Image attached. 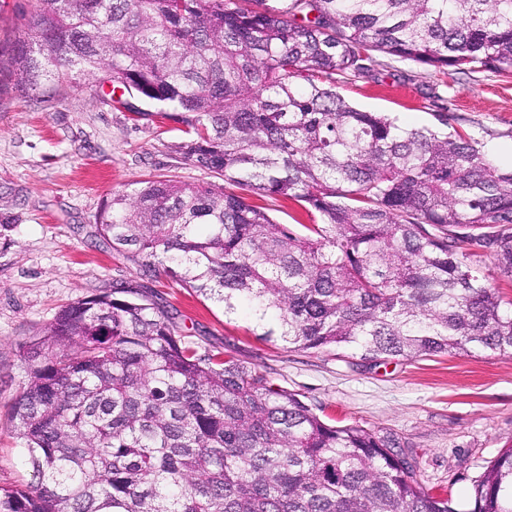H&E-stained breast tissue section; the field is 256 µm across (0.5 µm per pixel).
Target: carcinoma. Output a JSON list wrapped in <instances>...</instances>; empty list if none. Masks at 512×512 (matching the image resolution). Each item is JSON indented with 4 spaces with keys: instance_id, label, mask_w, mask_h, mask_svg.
Returning <instances> with one entry per match:
<instances>
[{
    "instance_id": "carcinoma-1",
    "label": "carcinoma",
    "mask_w": 512,
    "mask_h": 512,
    "mask_svg": "<svg viewBox=\"0 0 512 512\" xmlns=\"http://www.w3.org/2000/svg\"><path fill=\"white\" fill-rule=\"evenodd\" d=\"M36 0L16 88L102 76L185 127L186 158L240 192L150 178L97 234L151 281L177 279L300 350L372 360L512 351V170L478 141L351 106L336 77L378 59L512 71V0ZM318 213L298 233L251 197ZM12 423L35 482L0 512H459L392 452L222 351L199 352L142 284L62 307L22 347ZM470 512H512V444ZM478 259L481 261L480 266L487 284L498 289L505 302H510L512 299V278L501 274L495 264L494 257L489 252L481 254Z\"/></svg>"
}]
</instances>
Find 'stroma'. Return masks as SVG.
I'll use <instances>...</instances> for the list:
<instances>
[{
	"instance_id": "obj_1",
	"label": "stroma",
	"mask_w": 512,
	"mask_h": 512,
	"mask_svg": "<svg viewBox=\"0 0 512 512\" xmlns=\"http://www.w3.org/2000/svg\"><path fill=\"white\" fill-rule=\"evenodd\" d=\"M34 0H0V486L32 479L7 412L20 395L29 336L67 304L139 278L136 264L95 232L113 193L155 175L192 184L222 176L185 158L181 124L136 118L84 76L23 94L10 54ZM356 108L409 128L437 125L479 141L512 168V73L443 75L390 60L376 78L340 81ZM200 348L245 362L339 425L391 433L421 485L470 512L473 484L512 442V353L362 359L351 350H297L260 336L246 313L223 309L171 279L153 283Z\"/></svg>"
}]
</instances>
